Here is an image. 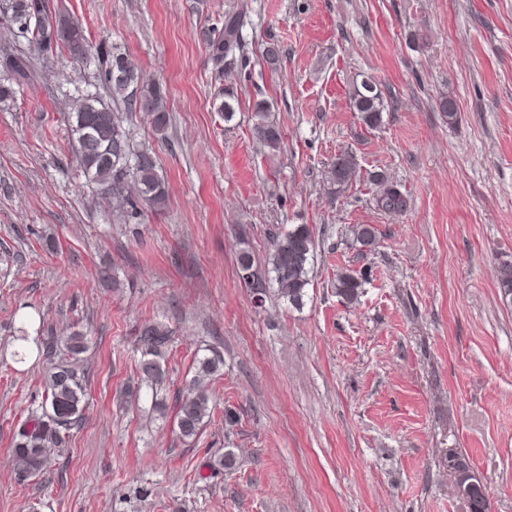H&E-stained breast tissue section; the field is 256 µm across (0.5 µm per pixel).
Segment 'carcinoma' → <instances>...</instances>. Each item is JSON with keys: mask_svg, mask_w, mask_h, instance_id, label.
<instances>
[{"mask_svg": "<svg viewBox=\"0 0 512 512\" xmlns=\"http://www.w3.org/2000/svg\"><path fill=\"white\" fill-rule=\"evenodd\" d=\"M243 13L242 9L229 13L221 25H207L200 30L217 80L224 79V65L239 48ZM0 15L11 25L13 36L27 40L41 56L65 53L72 59L84 60L93 53L97 55L104 67L106 92L112 102L104 100L96 91L82 93L76 98L69 113L74 156L86 179L103 189L117 213L132 217L138 213L140 202L154 209L164 207L168 186L159 173L156 159L148 152L132 150L131 132L111 103L123 104L127 112L144 113L153 130L162 136L170 123L165 91L155 83L145 82L127 56L110 54L101 47L92 48L83 28L64 14L50 13L44 0H0ZM0 69L8 73L15 84L22 86L34 78L36 62L26 54L6 53L0 57ZM234 100V90L224 87L214 103V109L224 113L227 122L235 115ZM351 103L366 126L375 127L380 123L383 100L376 85L363 82L354 89ZM437 106L448 124L458 123L457 105L453 99L444 96ZM253 112L252 138L268 152H278L283 132L270 117L271 104L259 101ZM355 174L354 157L343 153L332 163L327 182L340 192L352 183ZM377 204L383 210L400 211L406 207V200L397 188L387 185L377 197ZM352 233L354 240L363 247L376 244V231L371 224H358ZM315 247L310 226L293 224L272 235L271 249L264 264H256L251 252L241 250L238 256L240 277L251 293L258 294L257 304H262L273 290L288 304L302 306L310 284ZM497 279L504 299L512 304L511 262L499 264ZM333 288L340 298L351 304L357 301L361 281L349 270L340 271L336 273ZM139 336V375L146 384L156 387L164 377L162 348L168 342L170 331L161 323L146 321ZM85 350V336L76 331L63 337H42L39 356L49 368L40 409L31 412L15 432L13 455L19 473L29 476L40 473L48 464L53 449L65 443L68 431L82 419L87 393L80 355ZM220 365L222 360L217 354L198 361L197 374L177 404L176 423L182 437H196L205 418L210 416L206 379L217 372ZM462 498L467 502L469 512H490L487 491L473 489Z\"/></svg>", "mask_w": 512, "mask_h": 512, "instance_id": "cac0c4a2", "label": "carcinoma"}]
</instances>
